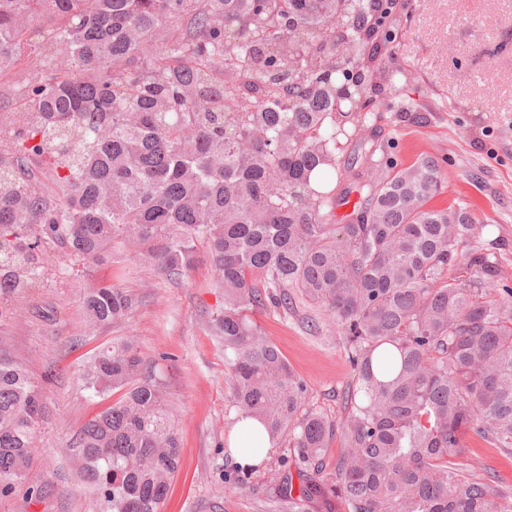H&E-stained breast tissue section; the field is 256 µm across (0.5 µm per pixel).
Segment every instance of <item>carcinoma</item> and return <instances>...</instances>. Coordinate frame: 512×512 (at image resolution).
Wrapping results in <instances>:
<instances>
[{
	"mask_svg": "<svg viewBox=\"0 0 512 512\" xmlns=\"http://www.w3.org/2000/svg\"><path fill=\"white\" fill-rule=\"evenodd\" d=\"M390 24V0H0V71L33 53L42 71L0 108V296L43 287L55 252L74 267L128 248L176 280L202 243L224 289L213 326L236 420L287 443L302 477L295 495L288 471L275 476L288 512L329 494L345 512H512L491 475L451 461L467 433L512 454V291L490 296L500 269L472 213L428 206L442 190L434 158L369 154L352 174L366 195L336 223L351 192L331 186L336 150L368 107L373 39ZM34 160L50 163L52 189ZM299 298L358 371L336 424L248 315ZM84 304L101 325L133 299L102 281ZM143 369L130 336L81 372L97 394L122 391L75 437L102 512H161L180 467ZM43 415L39 384L1 357L0 494L25 483Z\"/></svg>",
	"mask_w": 512,
	"mask_h": 512,
	"instance_id": "obj_1",
	"label": "carcinoma"
}]
</instances>
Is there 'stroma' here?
I'll use <instances>...</instances> for the list:
<instances>
[{
  "mask_svg": "<svg viewBox=\"0 0 512 512\" xmlns=\"http://www.w3.org/2000/svg\"><path fill=\"white\" fill-rule=\"evenodd\" d=\"M392 15L395 24L378 35L375 66L404 69L409 78L371 91L372 113L342 142L337 167L350 174L378 147L402 167L435 158L444 188L431 205L469 207L478 235L494 244L501 272L494 293L503 295L512 289V0H394ZM102 281L124 288L135 305L120 321L94 328L83 293ZM223 304L202 246L176 281L125 252L81 272L53 273L46 287L14 300L16 316L0 320V353L41 384L44 418L27 480L0 496V512H101L78 476L74 441L78 424L111 399L86 390L80 374L98 350L127 336L137 340L146 377L161 385L179 442L181 465L161 512H285L272 480L292 455L285 446L266 457L249 487L224 483L236 411L224 345L212 327ZM310 315L320 323L314 333L305 325ZM252 318L304 381L309 405L331 421L344 418L343 395L358 376L325 313L302 305L288 315L259 309ZM465 445L464 469L492 474L497 488L511 492L512 456L472 434Z\"/></svg>",
  "mask_w": 512,
  "mask_h": 512,
  "instance_id": "35a3bbf8",
  "label": "stroma"
}]
</instances>
